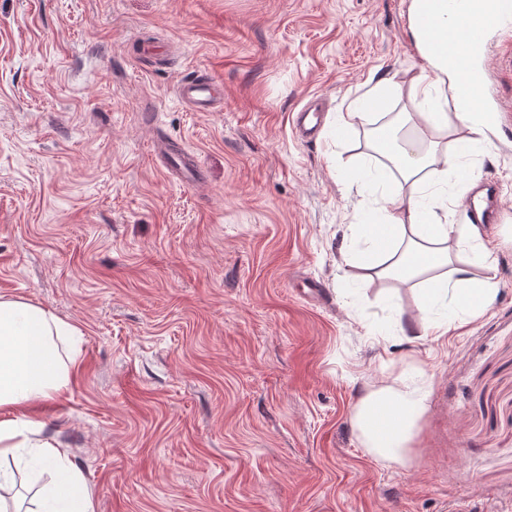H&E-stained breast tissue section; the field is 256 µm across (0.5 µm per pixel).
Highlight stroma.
<instances>
[{"instance_id": "stroma-1", "label": "stroma", "mask_w": 512, "mask_h": 512, "mask_svg": "<svg viewBox=\"0 0 512 512\" xmlns=\"http://www.w3.org/2000/svg\"><path fill=\"white\" fill-rule=\"evenodd\" d=\"M410 5L0 0V295L82 332L68 393L31 415L94 512H512V31L489 34L507 110L464 164L501 205L494 264L451 251L498 288L439 341L401 334L426 318L417 282L342 256L364 216L331 168L369 158L367 121L292 131L310 99L343 112L423 66ZM196 75L223 83L221 110L180 102ZM406 376L427 410L403 463L375 460L355 407Z\"/></svg>"}]
</instances>
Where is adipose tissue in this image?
<instances>
[{"instance_id": "1", "label": "adipose tissue", "mask_w": 512, "mask_h": 512, "mask_svg": "<svg viewBox=\"0 0 512 512\" xmlns=\"http://www.w3.org/2000/svg\"><path fill=\"white\" fill-rule=\"evenodd\" d=\"M410 29L426 61L409 79L419 111L404 119L413 122L415 133L401 138L395 127L382 128L375 149L383 163L363 161L337 177L345 188L356 189L366 211L365 223L353 225L351 236L368 244L372 269L404 282L421 280L422 308L430 313L446 310V318L423 324L418 334L423 340L445 336L452 325L476 318L497 290L492 279L475 283L445 272L452 263L450 241L469 246L474 264L483 267L491 264L492 248L477 225L449 223L448 204L456 197L460 161L442 153L436 139L458 123L475 154L490 144L492 128L462 111L458 75L448 70L441 52L426 45L421 24L411 23ZM81 336L78 327L48 310L0 296V489L12 484L14 470L24 460L35 470L52 472L54 481L43 490L34 512H94L83 476L67 450L55 439L41 437L37 423L26 414L31 404L65 396L70 369L56 342L68 340L76 356ZM426 410V393L405 379L400 386L363 397L353 425L375 459L398 461Z\"/></svg>"}]
</instances>
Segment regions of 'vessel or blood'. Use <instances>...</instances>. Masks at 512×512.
Masks as SVG:
<instances>
[{
    "instance_id": "1",
    "label": "vessel or blood",
    "mask_w": 512,
    "mask_h": 512,
    "mask_svg": "<svg viewBox=\"0 0 512 512\" xmlns=\"http://www.w3.org/2000/svg\"><path fill=\"white\" fill-rule=\"evenodd\" d=\"M492 16L511 21L512 0H448V24L455 44L448 54V65L460 76L461 106L464 111L478 113L487 123L495 125L502 105L496 89L490 86L478 65L485 46L487 20ZM177 92L193 111L212 112L220 104L223 89L200 75L182 80Z\"/></svg>"
}]
</instances>
